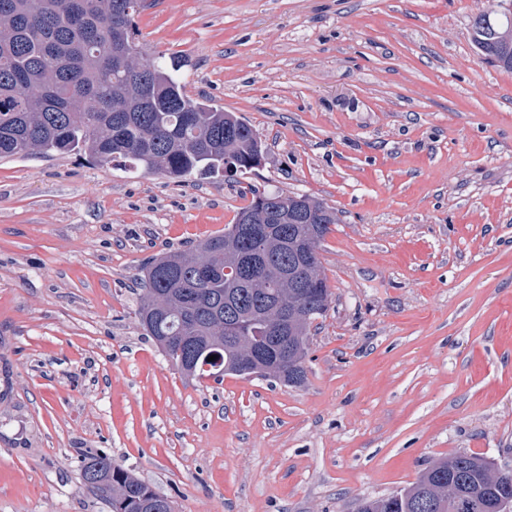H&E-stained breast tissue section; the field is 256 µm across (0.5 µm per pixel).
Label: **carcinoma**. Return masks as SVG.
<instances>
[{
    "instance_id": "cac0c4a2",
    "label": "carcinoma",
    "mask_w": 512,
    "mask_h": 512,
    "mask_svg": "<svg viewBox=\"0 0 512 512\" xmlns=\"http://www.w3.org/2000/svg\"><path fill=\"white\" fill-rule=\"evenodd\" d=\"M0 0V158L22 153L74 152L98 164L123 160L178 182L224 171V159L239 166L262 151L252 126L231 112L191 99L177 66L142 62L134 16L145 0ZM502 14L472 20V41L483 59L512 70V43L494 31L506 27ZM236 132L224 137V125ZM304 219L271 225L267 252L311 280L295 288L281 274L254 275L227 283L224 267L236 261L245 225L199 242L192 251L168 253L149 266L138 307L147 335L172 367L179 357L184 375L218 380L227 374L299 386L306 379L309 328L329 306L331 292L321 261L308 262L336 223V212L299 196ZM288 305V355L250 359L246 347L229 337L231 325L251 336L268 330L271 308ZM216 347L220 361L205 363L203 349ZM81 476L111 512H172L170 500L112 463L103 452H86ZM512 469H499L476 453H457L426 468L411 486L357 504L356 512H495Z\"/></svg>"
}]
</instances>
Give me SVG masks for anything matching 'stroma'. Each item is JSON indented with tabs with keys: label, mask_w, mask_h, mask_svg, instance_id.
Instances as JSON below:
<instances>
[{
	"label": "stroma",
	"mask_w": 512,
	"mask_h": 512,
	"mask_svg": "<svg viewBox=\"0 0 512 512\" xmlns=\"http://www.w3.org/2000/svg\"><path fill=\"white\" fill-rule=\"evenodd\" d=\"M490 0H149L139 41L258 134L261 167L175 182L0 159V512H109L104 449L175 512H353L433 462L512 466V70ZM333 207L306 381L192 380L136 311L146 265L253 191ZM492 26L487 22L482 14L476 15L472 20V41L478 53L483 59L495 66L506 70H512V31L509 30L502 34L504 41L498 40L492 32L499 28L507 27L509 19L505 14H501L498 19H491Z\"/></svg>",
	"instance_id": "1"
}]
</instances>
